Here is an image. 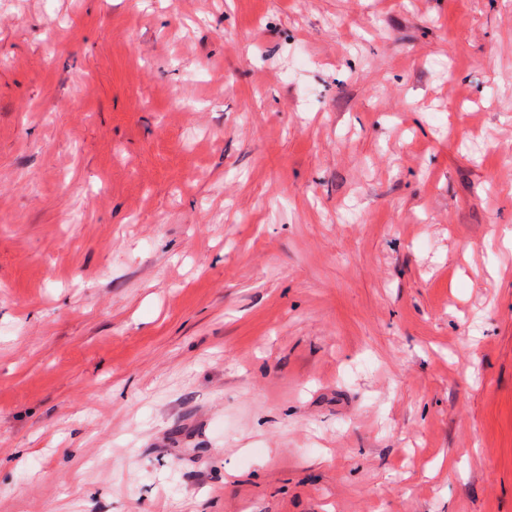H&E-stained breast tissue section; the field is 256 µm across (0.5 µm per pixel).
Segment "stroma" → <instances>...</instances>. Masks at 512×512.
Wrapping results in <instances>:
<instances>
[{
	"mask_svg": "<svg viewBox=\"0 0 512 512\" xmlns=\"http://www.w3.org/2000/svg\"><path fill=\"white\" fill-rule=\"evenodd\" d=\"M512 0H0V512H512Z\"/></svg>",
	"mask_w": 512,
	"mask_h": 512,
	"instance_id": "35a3bbf8",
	"label": "stroma"
}]
</instances>
